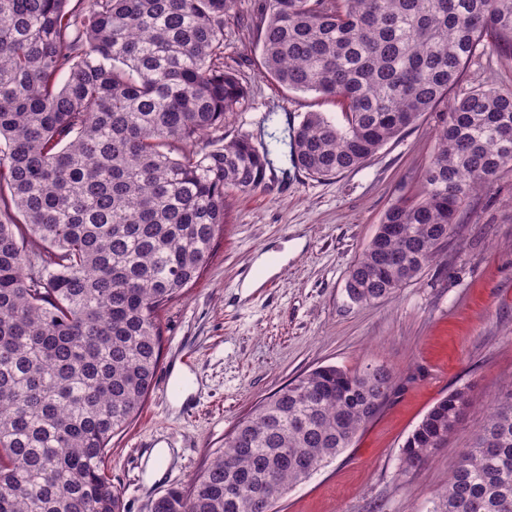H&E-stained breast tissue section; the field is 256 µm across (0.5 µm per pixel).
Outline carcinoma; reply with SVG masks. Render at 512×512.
Returning <instances> with one entry per match:
<instances>
[{
    "instance_id": "cac0c4a2",
    "label": "carcinoma",
    "mask_w": 512,
    "mask_h": 512,
    "mask_svg": "<svg viewBox=\"0 0 512 512\" xmlns=\"http://www.w3.org/2000/svg\"><path fill=\"white\" fill-rule=\"evenodd\" d=\"M235 24L236 0H0V512H123L103 462L153 388L158 312L208 266L224 191L256 190L272 165L268 147L216 137L248 96L224 65ZM257 28L272 80L343 106L342 121L308 112L280 140L312 175L356 169L437 113L422 190L385 212L348 273L352 302L394 296L465 202L512 171V91L451 95L479 49L512 53V0H268ZM393 391L384 365L310 370L152 512H273ZM471 406L465 388L436 402L402 471ZM237 484L249 494L229 496ZM433 512H512V387Z\"/></svg>"
}]
</instances>
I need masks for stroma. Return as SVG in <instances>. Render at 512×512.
<instances>
[{"label":"stroma","instance_id":"stroma-1","mask_svg":"<svg viewBox=\"0 0 512 512\" xmlns=\"http://www.w3.org/2000/svg\"><path fill=\"white\" fill-rule=\"evenodd\" d=\"M252 27L224 31V62L249 95L224 137L255 145L286 136L305 113L340 118L328 97L289 90L265 75ZM512 89V57L485 49L459 91ZM435 113L384 144L363 166L316 178L282 152L262 186L224 195V234L202 276L159 314V368L175 372L190 351L191 391L152 389L141 415L112 437L105 474L124 512H151L170 488L189 487L224 450L239 420L319 366L383 365L395 391L352 445L294 486L276 512H432L462 448L512 384V172L479 191L436 261L395 297L353 303L349 269L384 213L417 192L437 140ZM469 388L473 406L445 446L404 473L408 435L448 392ZM168 463L152 477L153 452Z\"/></svg>","mask_w":512,"mask_h":512}]
</instances>
